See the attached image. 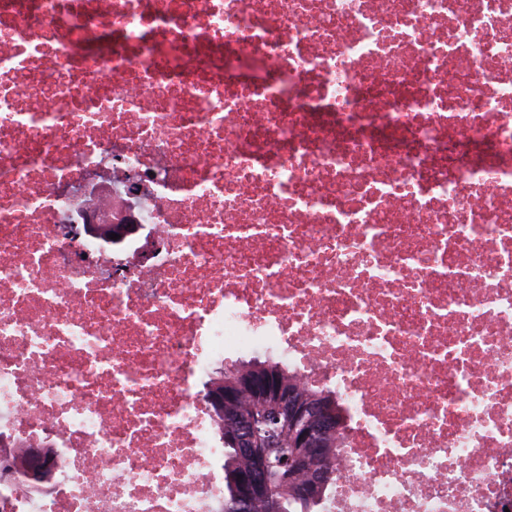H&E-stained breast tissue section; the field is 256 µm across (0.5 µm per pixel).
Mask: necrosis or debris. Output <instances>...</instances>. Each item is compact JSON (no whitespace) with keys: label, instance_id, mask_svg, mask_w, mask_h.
Instances as JSON below:
<instances>
[{"label":"necrosis or debris","instance_id":"4bbe7bcc","mask_svg":"<svg viewBox=\"0 0 512 512\" xmlns=\"http://www.w3.org/2000/svg\"><path fill=\"white\" fill-rule=\"evenodd\" d=\"M256 349L319 512H512V0H0V512H214Z\"/></svg>","mask_w":512,"mask_h":512}]
</instances>
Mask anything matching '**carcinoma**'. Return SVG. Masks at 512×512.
Here are the masks:
<instances>
[{
    "mask_svg": "<svg viewBox=\"0 0 512 512\" xmlns=\"http://www.w3.org/2000/svg\"><path fill=\"white\" fill-rule=\"evenodd\" d=\"M238 392L264 408V424L253 434L231 417L224 405V393ZM291 393L294 401L313 419L328 407L336 408V398L329 392L299 386L295 376L278 363L265 360L221 368L204 385L203 398L222 421L219 430L224 448V501L216 512H238L237 491L241 472L255 466L265 472L259 491L260 500L252 512H268L266 501L277 503L276 512H315L325 491L336 482L334 460L340 447L336 429L328 427L318 437L317 450L311 455L316 485L307 497H298L286 489L285 474L295 455L288 431V406L281 405L280 394Z\"/></svg>",
    "mask_w": 512,
    "mask_h": 512,
    "instance_id": "carcinoma-1",
    "label": "carcinoma"
}]
</instances>
